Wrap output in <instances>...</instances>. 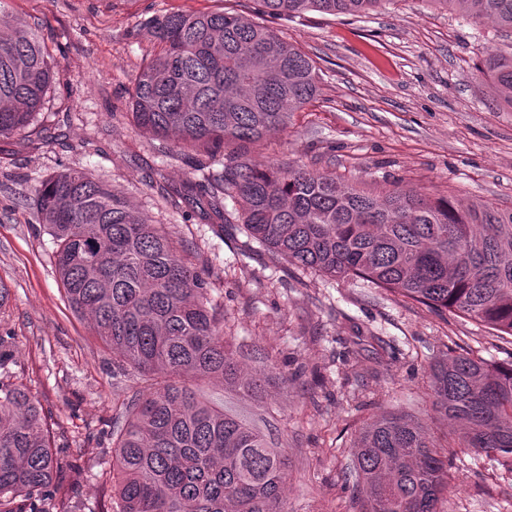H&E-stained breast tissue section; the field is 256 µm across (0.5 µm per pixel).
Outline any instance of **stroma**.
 I'll return each mask as SVG.
<instances>
[{
    "label": "stroma",
    "instance_id": "35a3bbf8",
    "mask_svg": "<svg viewBox=\"0 0 512 512\" xmlns=\"http://www.w3.org/2000/svg\"><path fill=\"white\" fill-rule=\"evenodd\" d=\"M15 18L38 24L62 76L40 117L41 133L0 140V338L12 349L11 382L40 403L60 463L43 512H114L112 448L145 389L69 306L55 246L24 198L37 181L85 169L148 212L176 254L203 270L224 310V338L258 391L220 379L206 396L256 424L288 456L284 512H358L354 446L367 422L401 413L446 437L431 406L432 367L466 351L512 361V340L352 280L274 262L239 225L216 237L197 215L153 189L193 173L128 121L129 93L156 51L135 25L161 11H235L308 52L319 68L316 100L255 147L254 162L311 164L342 182L394 187L512 208V108L497 101L484 63L512 55V34L436 8L388 0L358 18L259 15L258 0H9ZM376 334L381 351L368 339ZM459 485L446 512H512V473L460 453Z\"/></svg>",
    "mask_w": 512,
    "mask_h": 512
}]
</instances>
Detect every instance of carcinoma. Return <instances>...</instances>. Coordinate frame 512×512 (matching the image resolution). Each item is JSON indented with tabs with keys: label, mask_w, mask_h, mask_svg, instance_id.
Returning <instances> with one entry per match:
<instances>
[{
	"label": "carcinoma",
	"mask_w": 512,
	"mask_h": 512,
	"mask_svg": "<svg viewBox=\"0 0 512 512\" xmlns=\"http://www.w3.org/2000/svg\"><path fill=\"white\" fill-rule=\"evenodd\" d=\"M383 0H260L261 13L363 16ZM512 32V0H432ZM160 50L130 92L135 126L164 157L193 155L195 175L156 184L199 211L216 235L246 237L298 270L366 282L512 337V208L400 189L380 195L306 165L258 168L250 147L287 127L319 90L315 61L262 23L229 12L155 14L135 26ZM512 107V56L487 59ZM62 67L37 26L0 0V138L26 134ZM221 169H215V166ZM30 205L56 246L66 299L147 385L117 435V512H281L286 455L258 427L224 412L186 378L238 377L224 313L208 281L175 253L152 217L91 174L42 179ZM432 407L458 447L388 414L356 441L360 512H444L458 490L457 450L512 472V362L450 355L432 370ZM58 462L38 401L0 376V512L54 482Z\"/></svg>",
	"instance_id": "1"
}]
</instances>
